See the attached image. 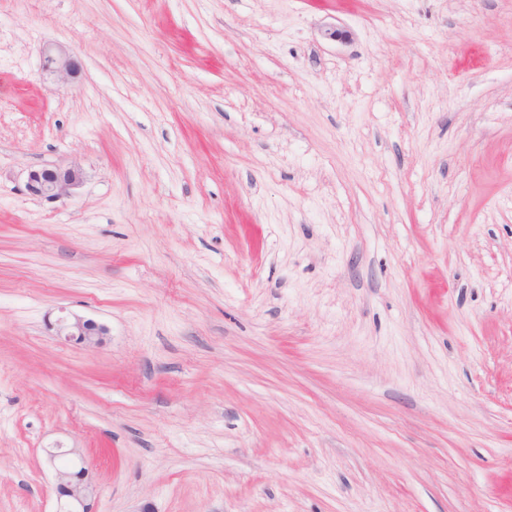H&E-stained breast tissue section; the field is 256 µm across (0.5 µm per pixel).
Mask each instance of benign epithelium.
<instances>
[{"label":"benign epithelium","instance_id":"benign-epithelium-1","mask_svg":"<svg viewBox=\"0 0 512 512\" xmlns=\"http://www.w3.org/2000/svg\"><path fill=\"white\" fill-rule=\"evenodd\" d=\"M44 67L62 82L76 74L74 60L61 46H50L44 50ZM82 181L83 172L78 166H43L28 170L24 191L37 199L56 200L70 196ZM57 333L95 347L102 343L107 329L91 318L74 314L59 322ZM66 454L73 456L68 464L61 463L55 451L46 452L44 459L55 478L58 501L55 512H92L90 502L96 495V486L88 478L87 468L77 467L83 463L80 453L70 449Z\"/></svg>","mask_w":512,"mask_h":512}]
</instances>
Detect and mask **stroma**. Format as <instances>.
<instances>
[{"label":"stroma","instance_id":"stroma-1","mask_svg":"<svg viewBox=\"0 0 512 512\" xmlns=\"http://www.w3.org/2000/svg\"><path fill=\"white\" fill-rule=\"evenodd\" d=\"M55 446L94 512H512V0H0V512ZM44 67L51 70L62 82L76 74L74 60L61 46H50L44 50ZM82 181L78 166H43L28 170L24 191L37 199L56 200L69 197ZM57 333L67 338H75L88 347H95L102 343L103 336L107 335V329L91 318L74 314L59 322Z\"/></svg>","mask_w":512,"mask_h":512}]
</instances>
